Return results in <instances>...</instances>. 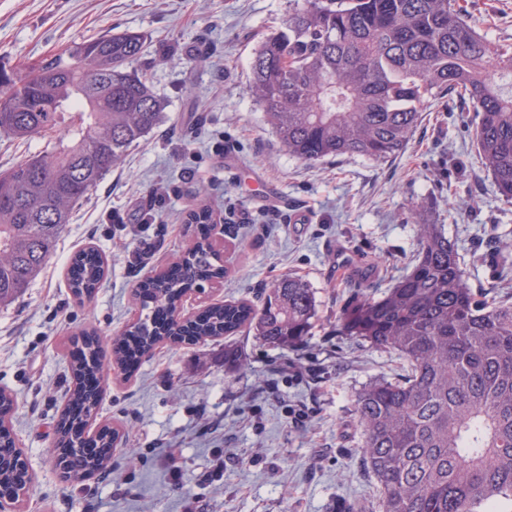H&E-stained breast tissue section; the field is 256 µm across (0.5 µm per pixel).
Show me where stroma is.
Here are the masks:
<instances>
[{
    "label": "stroma",
    "instance_id": "35a3bbf8",
    "mask_svg": "<svg viewBox=\"0 0 512 512\" xmlns=\"http://www.w3.org/2000/svg\"><path fill=\"white\" fill-rule=\"evenodd\" d=\"M491 41L512 43V0H458ZM288 0H0V68L39 64L74 43L131 31L147 38L142 67L168 103L165 122L128 152L72 214L53 258L0 308V388L34 483L22 512H336L375 504L360 462L355 393L399 372L391 352L337 335L353 299L377 297L409 272L416 209L459 246L472 288L512 294L501 200L474 146L475 117L447 99L428 109L389 161L288 157L248 90L254 47L282 29ZM214 212L210 237L229 270L183 300L191 316L262 294L284 275L313 288L318 316L285 354L242 333L141 357L105 378L96 426L127 428L109 475L78 484L50 448L73 386L72 352L93 331L104 354L135 316L134 293L195 237L185 221L199 186ZM307 211L310 223L295 221ZM350 259L336 262L333 243ZM108 263L94 299L70 290L73 256ZM237 364L224 361L225 349Z\"/></svg>",
    "mask_w": 512,
    "mask_h": 512
}]
</instances>
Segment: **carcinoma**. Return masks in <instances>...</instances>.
<instances>
[{
  "label": "carcinoma",
  "instance_id": "cac0c4a2",
  "mask_svg": "<svg viewBox=\"0 0 512 512\" xmlns=\"http://www.w3.org/2000/svg\"><path fill=\"white\" fill-rule=\"evenodd\" d=\"M284 29L264 38L250 62L249 91L282 148L306 163L361 157L388 161L406 148L422 113L455 99L475 113V144L502 200L512 203V44L489 41L456 0H288ZM145 38L106 34L74 44L34 68L0 70V136L28 140L59 129L46 150L0 170V306L23 296L52 259L79 205L163 120L165 101L135 63ZM419 250L410 272L378 298L354 299L336 334L396 353L401 373L365 385L354 398L361 458L375 480L376 512H512V298L470 288L456 242L419 203ZM196 241L175 265L142 286L140 313L112 338V360L95 338L73 362L70 401L83 417L100 393L81 379L122 371L137 336L141 356L161 343L228 337L244 329L292 351L317 316L313 289L283 276L260 304H215L176 320L185 291L226 274L209 241L213 215L189 209ZM106 273L100 256L73 261L70 289L94 298ZM169 320L155 319L158 309ZM107 451L89 456L71 436L67 480L108 472Z\"/></svg>",
  "mask_w": 512,
  "mask_h": 512
}]
</instances>
